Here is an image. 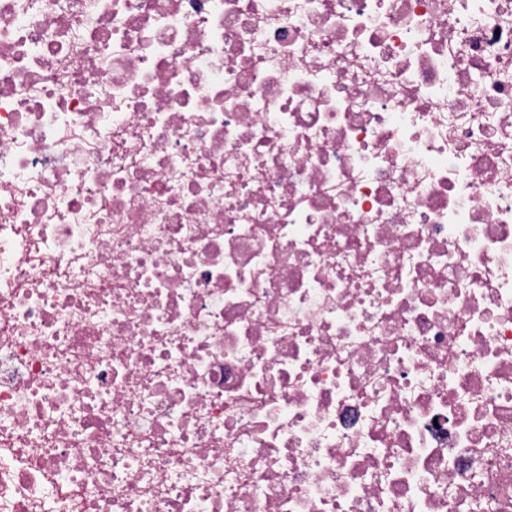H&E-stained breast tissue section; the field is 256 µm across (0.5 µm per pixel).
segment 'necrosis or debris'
<instances>
[{"instance_id":"1","label":"necrosis or debris","mask_w":512,"mask_h":512,"mask_svg":"<svg viewBox=\"0 0 512 512\" xmlns=\"http://www.w3.org/2000/svg\"><path fill=\"white\" fill-rule=\"evenodd\" d=\"M0 512H512V0H0Z\"/></svg>"}]
</instances>
